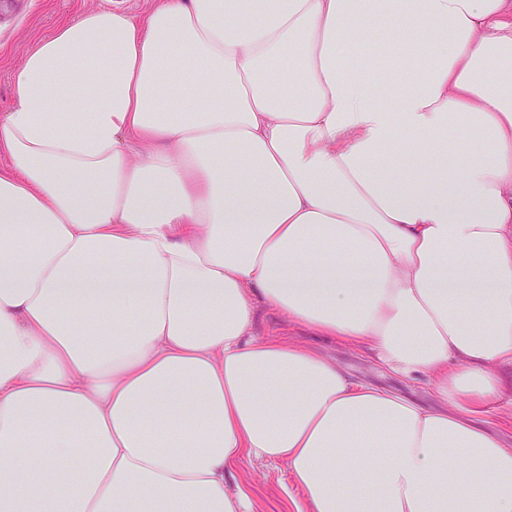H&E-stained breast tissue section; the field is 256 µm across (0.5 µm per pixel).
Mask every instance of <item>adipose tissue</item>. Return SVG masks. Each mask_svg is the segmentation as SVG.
<instances>
[{
    "instance_id": "1",
    "label": "adipose tissue",
    "mask_w": 512,
    "mask_h": 512,
    "mask_svg": "<svg viewBox=\"0 0 512 512\" xmlns=\"http://www.w3.org/2000/svg\"><path fill=\"white\" fill-rule=\"evenodd\" d=\"M12 84L0 512H512V0H102ZM255 336L293 337L318 348L336 363L351 377L369 382L376 386L391 388L399 393L414 399L423 404H431L434 399L428 393L427 381L425 379L409 381L398 378L383 367L365 351L350 348L339 341L306 336L298 329L289 328L282 316L265 305H258L253 326ZM235 474L250 491L254 512L295 511L294 500H300L301 492L285 465L244 459Z\"/></svg>"
}]
</instances>
